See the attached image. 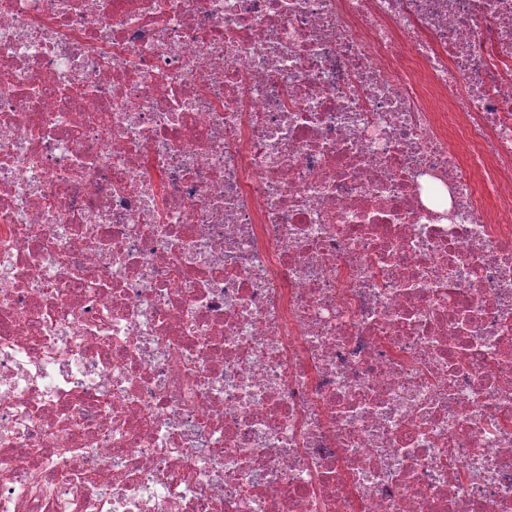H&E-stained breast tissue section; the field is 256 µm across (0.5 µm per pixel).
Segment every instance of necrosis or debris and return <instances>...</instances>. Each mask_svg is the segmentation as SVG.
I'll list each match as a JSON object with an SVG mask.
<instances>
[{
  "label": "necrosis or debris",
  "mask_w": 512,
  "mask_h": 512,
  "mask_svg": "<svg viewBox=\"0 0 512 512\" xmlns=\"http://www.w3.org/2000/svg\"><path fill=\"white\" fill-rule=\"evenodd\" d=\"M0 512H512V0H0Z\"/></svg>",
  "instance_id": "1"
}]
</instances>
